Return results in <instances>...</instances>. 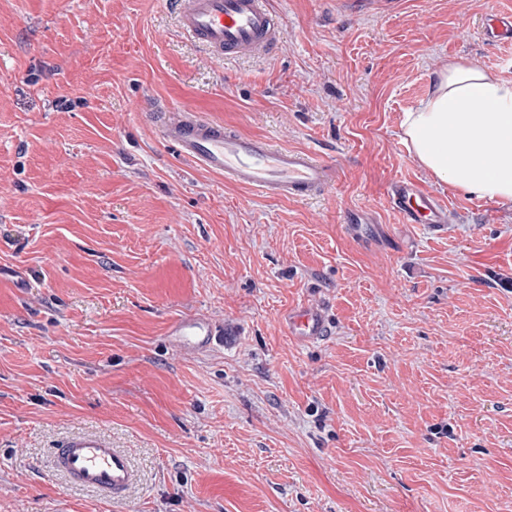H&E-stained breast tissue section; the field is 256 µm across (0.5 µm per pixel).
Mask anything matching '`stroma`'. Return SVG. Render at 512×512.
Masks as SVG:
<instances>
[{"mask_svg": "<svg viewBox=\"0 0 512 512\" xmlns=\"http://www.w3.org/2000/svg\"><path fill=\"white\" fill-rule=\"evenodd\" d=\"M268 2L279 50L220 61L167 0H0V512H512V204L400 126L446 63L512 78L477 33L512 0ZM158 104L315 151L336 188L226 183L165 149ZM401 178L454 223H402ZM303 304L313 343L281 324ZM191 310L224 336L184 355ZM75 431L130 453L126 500L50 469ZM291 335L301 341H310L325 336L327 323L324 314L317 307H301L289 311L283 317Z\"/></svg>", "mask_w": 512, "mask_h": 512, "instance_id": "stroma-1", "label": "stroma"}]
</instances>
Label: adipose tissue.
Returning <instances> with one entry per match:
<instances>
[{"label":"adipose tissue","mask_w":512,"mask_h":512,"mask_svg":"<svg viewBox=\"0 0 512 512\" xmlns=\"http://www.w3.org/2000/svg\"><path fill=\"white\" fill-rule=\"evenodd\" d=\"M401 128L413 158L438 180L512 203V78L464 60L445 64Z\"/></svg>","instance_id":"obj_1"}]
</instances>
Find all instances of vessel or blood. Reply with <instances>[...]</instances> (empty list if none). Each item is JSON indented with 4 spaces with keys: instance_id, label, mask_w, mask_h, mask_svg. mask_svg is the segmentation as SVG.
Returning a JSON list of instances; mask_svg holds the SVG:
<instances>
[{
    "instance_id": "1",
    "label": "vessel or blood",
    "mask_w": 512,
    "mask_h": 512,
    "mask_svg": "<svg viewBox=\"0 0 512 512\" xmlns=\"http://www.w3.org/2000/svg\"><path fill=\"white\" fill-rule=\"evenodd\" d=\"M181 29L204 50L227 58L265 55L275 49L282 32L265 0H170ZM481 37L512 45V10L487 14ZM160 132L185 160L223 174L225 181L273 199L304 200L334 188L336 167L306 149H286L206 121L194 110L162 106ZM390 207L404 223L441 229L452 223L448 202L421 184L399 179L388 192ZM291 335L302 341L325 336L328 326L316 307L289 311L283 318ZM185 353L210 348L219 334L209 315L191 313L169 329ZM56 469L69 483L96 490L112 500L129 491L135 472L129 456L104 436L77 432L54 451Z\"/></svg>"
}]
</instances>
